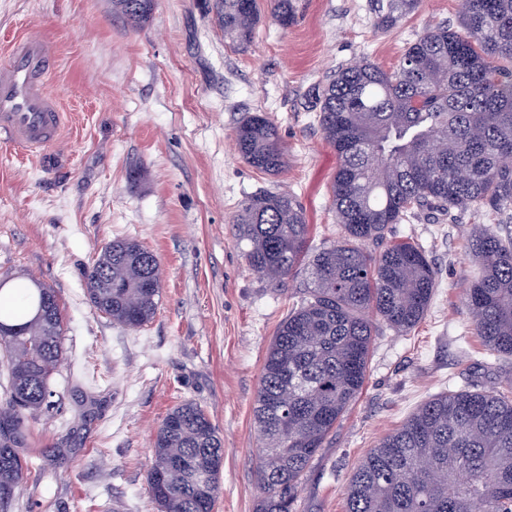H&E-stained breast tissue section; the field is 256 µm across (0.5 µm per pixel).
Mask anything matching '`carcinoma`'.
Masks as SVG:
<instances>
[{
    "instance_id": "1",
    "label": "carcinoma",
    "mask_w": 512,
    "mask_h": 512,
    "mask_svg": "<svg viewBox=\"0 0 512 512\" xmlns=\"http://www.w3.org/2000/svg\"><path fill=\"white\" fill-rule=\"evenodd\" d=\"M284 28L293 0H268ZM420 0H381L374 27L389 31ZM458 26L426 28L387 70L365 60L317 89L315 107L336 153L330 187L338 239L309 246L310 225L290 193L244 201L233 217L251 269L287 290L307 271L304 297L280 322L254 403L259 428L255 512H295L304 476L338 419L360 394L376 317L406 336L426 317L437 273L418 242L389 228L423 211L471 210L469 250L477 274L462 295L471 333L491 357L512 356V0H458ZM153 0H112L139 25ZM215 20L237 50L251 44L259 0H215ZM235 149L258 171L288 164L278 126L244 117ZM156 255L130 239L108 243L85 273L87 295L113 323L139 329L160 300ZM0 361L10 398L0 405V512L31 472L28 416L48 406L63 357L55 291L32 280L0 296ZM224 444L206 410L175 407L158 429L149 493L159 512H212ZM346 512H512V397L492 387L443 392L367 453L346 489Z\"/></svg>"
}]
</instances>
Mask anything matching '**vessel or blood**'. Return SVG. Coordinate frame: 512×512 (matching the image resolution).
I'll return each mask as SVG.
<instances>
[{
    "label": "vessel or blood",
    "mask_w": 512,
    "mask_h": 512,
    "mask_svg": "<svg viewBox=\"0 0 512 512\" xmlns=\"http://www.w3.org/2000/svg\"><path fill=\"white\" fill-rule=\"evenodd\" d=\"M56 52L41 37L21 35L0 52V142L39 149L60 141L64 113L50 88Z\"/></svg>",
    "instance_id": "1"
}]
</instances>
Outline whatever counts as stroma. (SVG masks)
I'll list each match as a JSON object with an SVG mask.
<instances>
[{
    "label": "stroma",
    "instance_id": "obj_1",
    "mask_svg": "<svg viewBox=\"0 0 512 512\" xmlns=\"http://www.w3.org/2000/svg\"><path fill=\"white\" fill-rule=\"evenodd\" d=\"M211 2L154 0L135 27L112 0H0V45L26 33L56 45L50 86L68 114L58 144H0V273L53 288L64 315L53 404L28 420L41 477L21 486L10 512H158L147 485L153 441L186 400L204 407L224 441L214 512H254V399L303 278L284 292L267 286L232 218L254 194L289 191L311 246L335 240L336 155L312 90L364 59L393 68L426 27L458 22L457 0H422L387 32L373 27L372 0H294L292 25L263 13L240 52L225 43ZM256 112L279 128L288 154L280 175L234 149L235 127ZM477 221L457 210L392 225L391 239L424 246L438 287L410 335L376 324L367 382L312 461L297 512H345V487L368 449L432 396L512 378V357L479 366L486 350L460 303L475 272L468 236ZM121 238L151 250L162 269L158 310L136 330L99 313L84 288L87 267Z\"/></svg>",
    "mask_w": 512,
    "mask_h": 512
}]
</instances>
